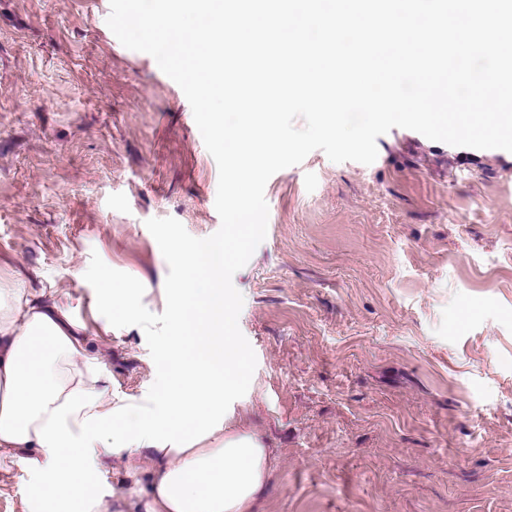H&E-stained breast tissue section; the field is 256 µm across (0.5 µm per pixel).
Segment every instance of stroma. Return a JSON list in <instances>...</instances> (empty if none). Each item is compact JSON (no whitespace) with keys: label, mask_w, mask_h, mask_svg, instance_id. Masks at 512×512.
<instances>
[{"label":"stroma","mask_w":512,"mask_h":512,"mask_svg":"<svg viewBox=\"0 0 512 512\" xmlns=\"http://www.w3.org/2000/svg\"><path fill=\"white\" fill-rule=\"evenodd\" d=\"M109 0H0V279L53 286L112 391L156 377L113 327L92 255L166 306L145 226L218 231V167L182 89L108 27ZM373 164L323 151L265 187V240L233 276L257 359L240 418L275 453L255 512H512V153L392 128ZM148 457L98 483L143 493ZM34 491L0 461V512Z\"/></svg>","instance_id":"1"}]
</instances>
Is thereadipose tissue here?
I'll return each mask as SVG.
<instances>
[{"label": "adipose tissue", "instance_id": "ef3b65f1", "mask_svg": "<svg viewBox=\"0 0 512 512\" xmlns=\"http://www.w3.org/2000/svg\"><path fill=\"white\" fill-rule=\"evenodd\" d=\"M235 234L186 247L161 245L182 282L169 299L179 335L166 339L167 371L152 393H113L88 354L83 323L54 289L0 285V460L21 465L42 500L74 512H252L272 455L261 435L236 422L231 404L245 381V351L230 334L224 259ZM144 453L153 467L146 494L89 488L106 459Z\"/></svg>", "mask_w": 512, "mask_h": 512}]
</instances>
